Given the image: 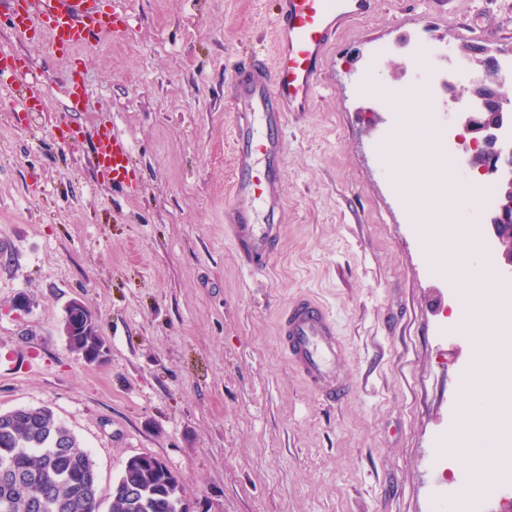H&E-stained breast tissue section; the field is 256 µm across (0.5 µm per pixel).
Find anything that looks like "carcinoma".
<instances>
[{"label":"carcinoma","instance_id":"cac0c4a2","mask_svg":"<svg viewBox=\"0 0 512 512\" xmlns=\"http://www.w3.org/2000/svg\"><path fill=\"white\" fill-rule=\"evenodd\" d=\"M80 311L66 310L71 352L99 356L106 341L86 332ZM9 512H100L99 481L91 453L47 407L0 415V501ZM179 477L157 458H128L112 488L110 512H182Z\"/></svg>","mask_w":512,"mask_h":512}]
</instances>
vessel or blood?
Wrapping results in <instances>:
<instances>
[{
	"instance_id": "1",
	"label": "vessel or blood",
	"mask_w": 512,
	"mask_h": 512,
	"mask_svg": "<svg viewBox=\"0 0 512 512\" xmlns=\"http://www.w3.org/2000/svg\"><path fill=\"white\" fill-rule=\"evenodd\" d=\"M122 0L104 9L102 0H0L13 32L20 37L42 32L51 48L69 56L92 38L122 35L127 14ZM278 41L274 64L253 59L235 74L227 96L233 116L234 177L231 187V240L249 271L266 268L277 243L284 199L280 168L284 129L292 112L309 111L324 55L338 24L367 15L373 0H277ZM48 77L21 64L12 49L0 48V89L11 92L17 125H28L45 102L34 86ZM130 138L118 127L93 138L91 164L113 188L136 195L141 187L132 161ZM279 336L290 362L324 402L345 399L349 388L337 371L340 347L329 311L314 299L295 301L281 317Z\"/></svg>"
}]
</instances>
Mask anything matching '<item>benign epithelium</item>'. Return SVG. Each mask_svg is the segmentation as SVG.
Wrapping results in <instances>:
<instances>
[{
	"mask_svg": "<svg viewBox=\"0 0 512 512\" xmlns=\"http://www.w3.org/2000/svg\"><path fill=\"white\" fill-rule=\"evenodd\" d=\"M459 53L468 58L478 55L483 61L479 90L472 96L476 107L467 113L463 125L467 132L474 134L472 167L492 176L498 206L490 215L489 224L497 237L501 263L511 268L512 240L506 242L500 238L499 230L502 225L512 223V149H506L498 142L497 131L502 115L489 112L491 106L507 101V94L495 52L473 44H463L459 47Z\"/></svg>",
	"mask_w": 512,
	"mask_h": 512,
	"instance_id": "7a95c632",
	"label": "benign epithelium"
}]
</instances>
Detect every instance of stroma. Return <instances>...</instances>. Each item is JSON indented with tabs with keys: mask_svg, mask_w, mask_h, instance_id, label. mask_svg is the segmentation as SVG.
Listing matches in <instances>:
<instances>
[{
	"mask_svg": "<svg viewBox=\"0 0 512 512\" xmlns=\"http://www.w3.org/2000/svg\"><path fill=\"white\" fill-rule=\"evenodd\" d=\"M126 33L58 61L0 21V44L46 70L45 111L17 126L0 92V412L49 408L98 468L101 512L135 455L178 475L190 512H433L456 494L462 379L473 361L451 332L452 277L378 151L415 123L380 87L422 85L443 51L512 53V0H374L340 22L309 111L288 115L276 253L250 273L224 236L232 202L225 92L253 56L273 61L275 0H125ZM88 84L61 114L64 87ZM131 139L141 172L124 196L94 172L103 125ZM470 246L512 294L486 213ZM25 306H17L18 297ZM309 296L334 316L350 386L321 401L291 365L281 315ZM109 348L89 364L63 333L71 300ZM512 506V465L472 512Z\"/></svg>",
	"mask_w": 512,
	"mask_h": 512,
	"instance_id": "stroma-1",
	"label": "stroma"
}]
</instances>
